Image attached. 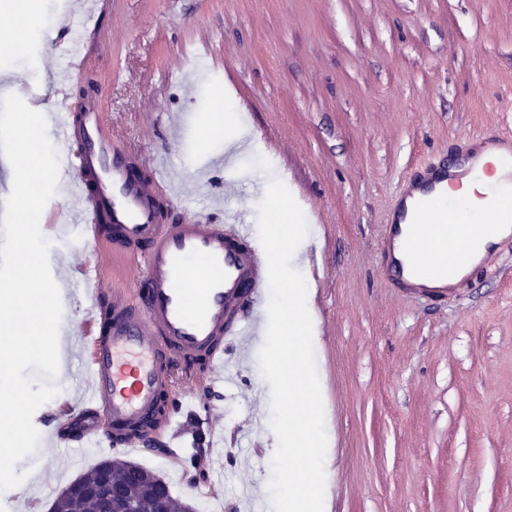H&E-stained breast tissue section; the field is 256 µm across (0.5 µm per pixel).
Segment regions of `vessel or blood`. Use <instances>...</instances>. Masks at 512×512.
Listing matches in <instances>:
<instances>
[{
	"label": "vessel or blood",
	"instance_id": "b4317fda",
	"mask_svg": "<svg viewBox=\"0 0 512 512\" xmlns=\"http://www.w3.org/2000/svg\"><path fill=\"white\" fill-rule=\"evenodd\" d=\"M105 43L106 30L97 23L72 44L60 91L87 72ZM53 125L66 149L65 163L77 174L73 204L85 236L131 255L143 267L140 295L129 302L112 298L97 264L84 263L71 273L89 299L84 329L69 345L86 371L78 438L102 448L121 446L127 455L173 426L207 421L211 409L200 401L174 394L162 416L158 398L168 391L175 366L201 354L217 366L228 349L245 356L266 321L247 318L242 310L267 287L268 265L240 213L226 212L221 224L175 221L170 211L190 205L178 196L160 210L157 197L166 177L156 168L148 178L132 177L140 159L114 138L99 102L88 99L67 108L54 116ZM410 239V225H386L382 245L396 287L443 300L468 284L467 267L451 281L426 266L409 267L404 253Z\"/></svg>",
	"mask_w": 512,
	"mask_h": 512
}]
</instances>
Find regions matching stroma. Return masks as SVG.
<instances>
[{
	"instance_id": "35a3bbf8",
	"label": "stroma",
	"mask_w": 512,
	"mask_h": 512,
	"mask_svg": "<svg viewBox=\"0 0 512 512\" xmlns=\"http://www.w3.org/2000/svg\"><path fill=\"white\" fill-rule=\"evenodd\" d=\"M91 19L77 0H38L24 45L0 52L11 72L0 90L25 80L48 115L94 85L114 136L144 162L164 156L171 191L190 195L203 224L228 209L257 224L269 182L286 185L308 225L293 266L319 291L324 512H512V239L441 301L399 293L381 243L404 177L450 164L475 134L489 145L512 131V0H112L107 48L60 95L66 50ZM222 95L224 136L243 125L252 142L205 156L197 136ZM71 183L59 173L52 275L102 257L108 285L132 297L138 262L83 240ZM224 375L174 380L212 400L194 432L223 441V481L207 448L195 451L208 474L198 481L166 444L130 457L194 512H249L242 488L271 479L277 439L258 349ZM114 456L37 446L0 512H51L62 489Z\"/></svg>"
}]
</instances>
